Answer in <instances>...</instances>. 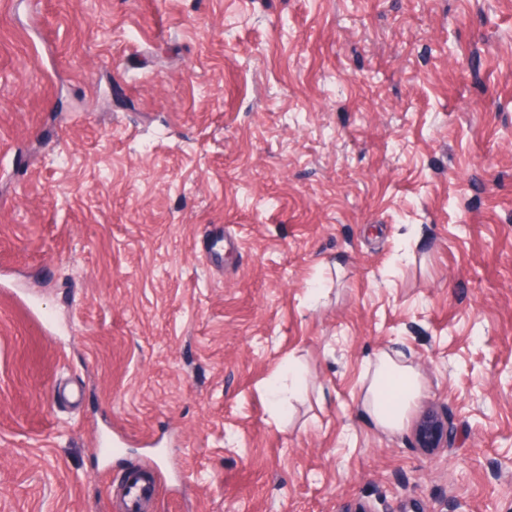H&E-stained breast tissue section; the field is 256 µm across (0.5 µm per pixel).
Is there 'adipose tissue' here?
<instances>
[{
	"mask_svg": "<svg viewBox=\"0 0 512 512\" xmlns=\"http://www.w3.org/2000/svg\"><path fill=\"white\" fill-rule=\"evenodd\" d=\"M423 390L422 382L400 351H384L376 355L372 374L361 397V404L379 428L395 430Z\"/></svg>",
	"mask_w": 512,
	"mask_h": 512,
	"instance_id": "obj_1",
	"label": "adipose tissue"
}]
</instances>
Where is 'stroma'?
<instances>
[{
	"label": "stroma",
	"instance_id": "1",
	"mask_svg": "<svg viewBox=\"0 0 512 512\" xmlns=\"http://www.w3.org/2000/svg\"><path fill=\"white\" fill-rule=\"evenodd\" d=\"M149 460L151 512H512V0H0V512ZM400 351H383L376 355L372 374L361 397V404L372 422L384 430L402 427L407 415L422 393V382ZM387 394L393 404H385ZM448 434V418L438 413H429L421 421L418 427V439L420 448L427 451L440 448L442 439Z\"/></svg>",
	"mask_w": 512,
	"mask_h": 512
}]
</instances>
